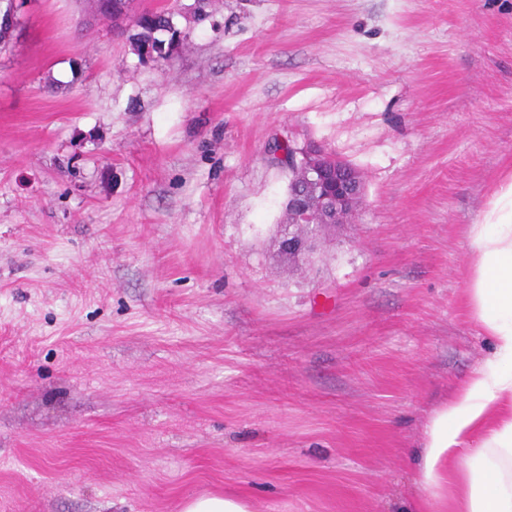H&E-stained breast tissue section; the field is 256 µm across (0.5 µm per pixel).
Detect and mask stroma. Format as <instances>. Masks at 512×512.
I'll list each match as a JSON object with an SVG mask.
<instances>
[{
    "label": "stroma",
    "mask_w": 512,
    "mask_h": 512,
    "mask_svg": "<svg viewBox=\"0 0 512 512\" xmlns=\"http://www.w3.org/2000/svg\"><path fill=\"white\" fill-rule=\"evenodd\" d=\"M28 0L0 51V512H404L490 353L468 228L512 175V0ZM363 177L309 263L273 139ZM135 25L141 30L136 39L140 47L148 43L163 44L158 34L172 30L171 17L164 11H143L135 20ZM182 512H250L248 505L233 497L201 495L188 500Z\"/></svg>",
    "instance_id": "1"
}]
</instances>
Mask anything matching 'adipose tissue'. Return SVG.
I'll return each mask as SVG.
<instances>
[{
	"label": "adipose tissue",
	"instance_id": "1",
	"mask_svg": "<svg viewBox=\"0 0 512 512\" xmlns=\"http://www.w3.org/2000/svg\"><path fill=\"white\" fill-rule=\"evenodd\" d=\"M471 315L493 340L460 399L429 417L417 512H512V180L469 227Z\"/></svg>",
	"mask_w": 512,
	"mask_h": 512
}]
</instances>
